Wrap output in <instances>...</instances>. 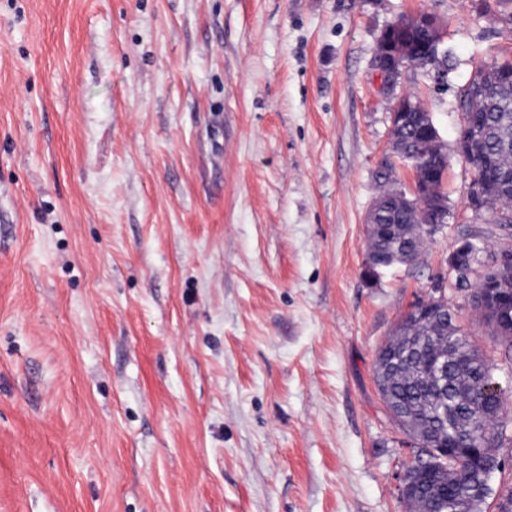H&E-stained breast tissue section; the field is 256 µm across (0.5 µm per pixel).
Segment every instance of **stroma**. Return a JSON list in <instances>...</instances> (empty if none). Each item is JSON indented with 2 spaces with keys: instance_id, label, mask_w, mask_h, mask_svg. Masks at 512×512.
<instances>
[{
  "instance_id": "35a3bbf8",
  "label": "stroma",
  "mask_w": 512,
  "mask_h": 512,
  "mask_svg": "<svg viewBox=\"0 0 512 512\" xmlns=\"http://www.w3.org/2000/svg\"><path fill=\"white\" fill-rule=\"evenodd\" d=\"M484 0H0V512H410L376 356L474 221L456 93L512 51ZM435 15L448 83L405 73L448 154V221L363 278L391 102L372 66Z\"/></svg>"
}]
</instances>
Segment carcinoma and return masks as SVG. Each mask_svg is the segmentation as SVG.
Segmentation results:
<instances>
[{
  "instance_id": "carcinoma-1",
  "label": "carcinoma",
  "mask_w": 512,
  "mask_h": 512,
  "mask_svg": "<svg viewBox=\"0 0 512 512\" xmlns=\"http://www.w3.org/2000/svg\"><path fill=\"white\" fill-rule=\"evenodd\" d=\"M459 96L469 104L465 124L474 135L478 163L476 177L492 209L491 223L512 222V81L501 79L495 84L473 89L461 88ZM409 142V161L426 176L441 177L448 160L430 151L424 132L416 126L398 130ZM423 236L409 233L404 262L417 260ZM477 312L493 329L495 337L512 352V337L499 331L506 317L499 307L479 308ZM448 359V389L435 384L433 363ZM376 383L386 404L403 410L398 427L415 443L452 442L457 448H484L477 458L463 460L453 470H436L432 480L437 486L434 496L423 503H409L411 512H457L456 504L467 502L469 512H479L481 494H489L484 463L492 460L503 445L499 430L504 419V402L489 389L496 382L493 365L448 321L432 322L422 317L409 322L405 334L394 336L378 352ZM452 404L448 412L449 427L437 415L442 405Z\"/></svg>"
}]
</instances>
